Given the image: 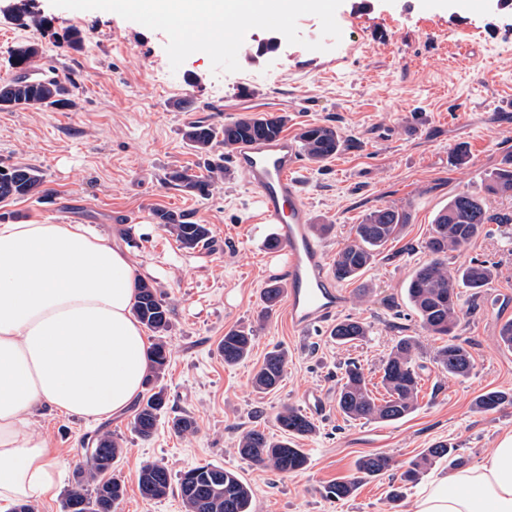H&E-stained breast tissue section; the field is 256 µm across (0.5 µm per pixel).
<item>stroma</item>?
Instances as JSON below:
<instances>
[{
    "label": "stroma",
    "mask_w": 512,
    "mask_h": 512,
    "mask_svg": "<svg viewBox=\"0 0 512 512\" xmlns=\"http://www.w3.org/2000/svg\"><path fill=\"white\" fill-rule=\"evenodd\" d=\"M14 0H0V59L9 49L38 43V68L75 74V105L64 111L0 110V166L30 165L43 175L40 193L0 202L6 220L84 224L126 248L146 281L164 292L171 308L169 365L163 384L168 410L155 435L141 440L132 412L103 421L47 415L38 421L64 460L55 496L35 512H62L73 472L92 438L109 433L125 452L117 471L126 484L115 512H185L178 491L146 500L137 474L147 462L164 463L172 475L209 462L235 470L253 491V512H413L416 487L390 503L400 467L436 441L458 444L469 464L496 448L512 431V404L482 413L480 394L512 393V348L500 339L499 318L512 314V224L485 225L478 237L449 253V269L472 259L489 261L494 276L479 294L462 290L463 318L455 334L471 352L467 377L444 376L434 359L436 343L423 334L405 304L404 288L427 262L422 243L437 211L460 192L484 195L489 175L512 160V0H483L470 11L464 0H343L336 12L341 41L331 50H308L321 38V23L301 16L304 45L279 40L267 49L270 31L250 30L238 53L240 71L213 72L209 57L191 54L171 68L164 32L99 10H69L50 0L28 8L48 30L20 24ZM83 36L72 48V29ZM190 98L191 110L176 100ZM287 116L285 133L297 139L304 126L335 127L344 150L322 164L301 160L299 177L328 256L354 237V227L380 206L404 210L407 223L380 250L361 285L341 283L340 317L365 322L367 336L341 346L328 328L296 333L285 304L262 317L261 291L271 278L287 279L285 255L265 247L274 227L259 220V206L233 159L201 198L174 188V169L202 167L205 159L182 132L203 120L223 125L242 116ZM467 146L469 160L455 151ZM189 214L208 225L211 248L182 249L156 223L155 209ZM128 213L123 223L118 213ZM252 329L250 357L225 365L218 346L226 330ZM402 336L419 340L421 367L417 408L400 421L346 418L336 408V388L346 362L361 364L376 398H384L380 367ZM288 352L278 390L256 393L251 379L273 346ZM321 395L315 433L297 439L308 456L305 469L281 474L252 464L236 452L243 429L259 426L278 435L282 406L305 409ZM187 413L196 428L176 433L173 415ZM389 455L385 473L360 480L354 496L336 501L328 485L354 477L358 459Z\"/></svg>",
    "instance_id": "35a3bbf8"
}]
</instances>
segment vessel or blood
Here are the masks:
<instances>
[{"label":"vessel or blood","mask_w":512,"mask_h":512,"mask_svg":"<svg viewBox=\"0 0 512 512\" xmlns=\"http://www.w3.org/2000/svg\"><path fill=\"white\" fill-rule=\"evenodd\" d=\"M235 163L245 175L263 223L275 225L279 250L288 264V319L309 332L339 311L344 297L328 270L322 243L311 234L309 208L295 178L297 148L288 137L241 143Z\"/></svg>","instance_id":"obj_1"}]
</instances>
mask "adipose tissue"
I'll return each instance as SVG.
<instances>
[{
    "label": "adipose tissue",
    "mask_w": 512,
    "mask_h": 512,
    "mask_svg": "<svg viewBox=\"0 0 512 512\" xmlns=\"http://www.w3.org/2000/svg\"><path fill=\"white\" fill-rule=\"evenodd\" d=\"M139 277L128 251L85 225L0 223V512L54 495L40 416L98 421L136 401L150 369L132 312ZM413 512H512V433L475 466L433 475Z\"/></svg>",
    "instance_id": "ef3b65f1"
}]
</instances>
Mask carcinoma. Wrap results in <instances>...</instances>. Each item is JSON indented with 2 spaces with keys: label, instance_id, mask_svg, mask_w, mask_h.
<instances>
[{
  "label": "carcinoma",
  "instance_id": "obj_1",
  "mask_svg": "<svg viewBox=\"0 0 512 512\" xmlns=\"http://www.w3.org/2000/svg\"><path fill=\"white\" fill-rule=\"evenodd\" d=\"M39 48L32 43L13 47L8 51L6 68L9 77L0 80V110L43 109L63 110L73 106L72 93L76 87L73 76H59L54 69L44 71L40 80L31 79L33 59ZM287 117L265 113L246 115L222 127L196 122L186 127L183 139L200 153L208 152L214 144L224 145L232 152L237 145L254 138H272L283 132ZM301 151L313 163H323L337 155L345 146L336 128L324 124H309L298 136ZM224 172V165L213 163L208 174L193 175L184 169L171 170L166 180L180 191L207 196L213 174ZM487 192L492 195H512V166L506 165L489 175ZM43 184L40 171L31 166L0 168V202L31 196ZM158 224L175 237L180 246L195 250L210 245V229L205 224L189 220L187 215L164 209L154 212ZM407 221V214L392 206L372 210L354 227V239L340 249L332 261L336 280L352 281L372 267L376 251L393 239ZM511 224L512 216L493 214L483 198L460 192L448 200L433 219L432 230L423 242L430 261L417 267L411 274L405 294L416 315L420 329L429 336L445 339L436 347L435 360L441 372L451 378L466 376L474 365L472 354L457 342L455 329L460 322V288L476 291L485 287L493 277L492 266L485 260L474 259L456 270L448 269V253L457 251L476 238L486 224ZM284 288L272 282L263 290V315H269L279 304ZM136 318L154 333V344L149 356L152 370L145 386L147 392L133 417V429L143 440L150 439L167 409V395L162 385L169 350L166 341L171 326V310L163 293L153 284L142 281L134 305ZM368 333L366 323L344 318L336 321L330 336L336 344L347 345L362 340ZM254 336L244 327H232L224 332L219 351L227 365L248 358ZM419 341L414 336H403L392 347L382 363L381 383L387 397L378 401L371 395L368 380L361 365L352 361L344 366L336 404L339 411L351 419L392 422L405 418L418 405L420 391L419 366L414 353ZM288 363L286 350L275 347L266 353L262 364L252 378L253 389L267 393L277 389L283 380ZM512 400V396L488 391L475 401V407L484 412L496 410ZM276 424L282 433L278 439L250 428L237 442V452L245 460L279 473H294L307 466L304 449L296 447L294 439L315 432L313 421L300 410L285 406L276 415ZM124 452L121 443L105 434L96 439L94 453L86 456L85 466L76 472L75 484L68 490L63 509L69 502L81 499L85 512H112L124 497L125 482L115 473L114 465ZM446 459L448 468L455 470L466 465L457 445L438 441L423 449L410 460L401 472L403 484L418 482L420 475L432 463ZM391 467V458L385 454L361 457L357 473L367 476L382 474ZM138 490L146 499L165 497L172 485L169 469L160 463L142 466L138 473ZM358 486V478L339 481L329 494L338 501L350 498ZM178 488L186 512H252V490L239 475L230 469L212 463L196 465L181 473Z\"/></svg>",
  "mask_w": 512,
  "mask_h": 512
}]
</instances>
